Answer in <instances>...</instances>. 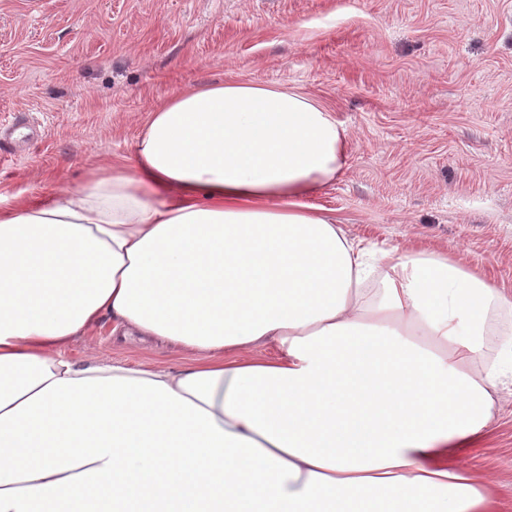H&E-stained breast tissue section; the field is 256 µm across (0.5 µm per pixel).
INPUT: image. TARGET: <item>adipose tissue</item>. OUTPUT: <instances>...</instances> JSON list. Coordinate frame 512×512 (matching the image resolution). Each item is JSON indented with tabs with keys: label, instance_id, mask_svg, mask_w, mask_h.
<instances>
[{
	"label": "adipose tissue",
	"instance_id": "adipose-tissue-1",
	"mask_svg": "<svg viewBox=\"0 0 512 512\" xmlns=\"http://www.w3.org/2000/svg\"><path fill=\"white\" fill-rule=\"evenodd\" d=\"M346 146L302 92L205 84L49 202L0 195V512H490L436 457L512 380V296L308 204ZM106 315L183 364L68 357Z\"/></svg>",
	"mask_w": 512,
	"mask_h": 512
}]
</instances>
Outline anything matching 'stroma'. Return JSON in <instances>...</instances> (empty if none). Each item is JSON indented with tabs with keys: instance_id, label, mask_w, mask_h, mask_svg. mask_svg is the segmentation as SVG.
I'll use <instances>...</instances> for the list:
<instances>
[{
	"instance_id": "stroma-1",
	"label": "stroma",
	"mask_w": 512,
	"mask_h": 512,
	"mask_svg": "<svg viewBox=\"0 0 512 512\" xmlns=\"http://www.w3.org/2000/svg\"><path fill=\"white\" fill-rule=\"evenodd\" d=\"M249 80L334 111L345 164L310 202L350 238L447 252L512 294V0H0V125L22 113L44 130L0 145V194L46 201L128 156L176 90ZM90 351L181 360L107 316L67 353ZM438 462L512 512V386Z\"/></svg>"
}]
</instances>
